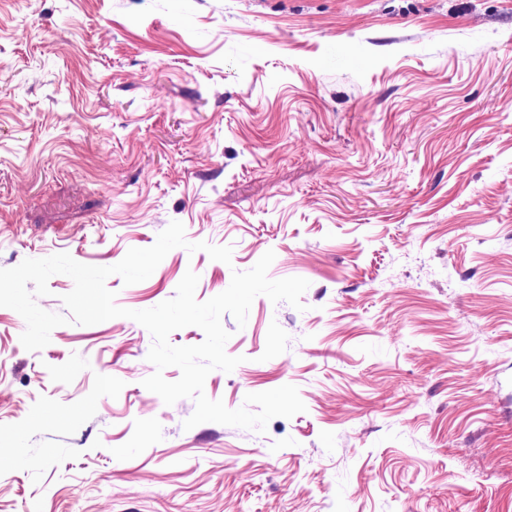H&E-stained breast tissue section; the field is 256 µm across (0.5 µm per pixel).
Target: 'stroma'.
Wrapping results in <instances>:
<instances>
[{
	"label": "stroma",
	"instance_id": "stroma-1",
	"mask_svg": "<svg viewBox=\"0 0 512 512\" xmlns=\"http://www.w3.org/2000/svg\"><path fill=\"white\" fill-rule=\"evenodd\" d=\"M205 301L274 251L204 392L165 405L118 317L25 350L0 307V512H512V0H0V269L112 266L171 221Z\"/></svg>",
	"mask_w": 512,
	"mask_h": 512
}]
</instances>
